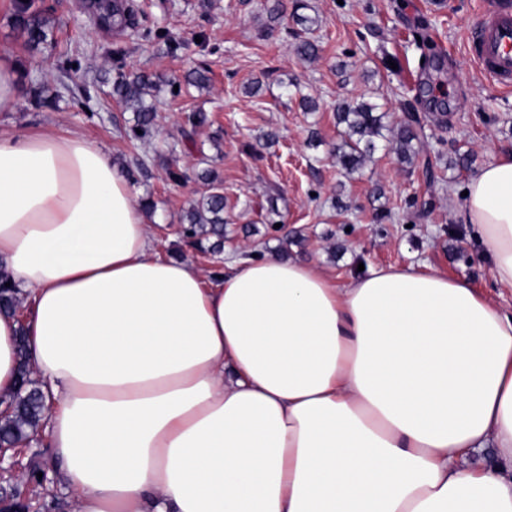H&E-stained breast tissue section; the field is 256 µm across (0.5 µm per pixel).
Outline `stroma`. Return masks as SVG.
<instances>
[{
  "instance_id": "stroma-1",
  "label": "stroma",
  "mask_w": 512,
  "mask_h": 512,
  "mask_svg": "<svg viewBox=\"0 0 512 512\" xmlns=\"http://www.w3.org/2000/svg\"><path fill=\"white\" fill-rule=\"evenodd\" d=\"M297 0H130L135 26H95L87 0H31L54 21L52 44L32 46L12 21L14 0H0V52L22 64L25 91L16 111L0 112V132L79 131L96 140L122 170L138 173L140 197L156 204L147 222L163 256L193 263L216 279L219 255L183 241L191 202L209 187L197 174L213 168L223 181L224 249L265 258L314 262L339 283L357 278L358 266H409L466 278L503 308L512 292L495 283L489 260L461 214L471 177L512 152V88L489 83L473 61L471 33L484 0H304L322 24L310 33L317 60L299 58L302 30L292 15ZM282 18L269 24L268 10ZM208 70L210 86L184 83L193 68ZM162 80L150 101L159 133L152 146H132L121 132L131 109L112 95L119 71ZM181 78L179 91L167 81ZM257 94H248L253 83ZM89 85L90 98L70 90ZM319 103L303 111L300 94ZM364 99L382 104L393 119L423 116L422 167H402L387 146L373 162L347 176L330 152L338 143L336 105ZM206 112L193 139L183 133L186 112ZM276 131L272 147L258 137ZM471 157L453 167L455 156ZM170 168L184 182L168 180ZM381 197H374V187ZM277 214H270V207ZM391 220L377 222L379 209Z\"/></svg>"
}]
</instances>
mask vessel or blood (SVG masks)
<instances>
[{
  "label": "vessel or blood",
  "instance_id": "1",
  "mask_svg": "<svg viewBox=\"0 0 512 512\" xmlns=\"http://www.w3.org/2000/svg\"><path fill=\"white\" fill-rule=\"evenodd\" d=\"M475 58L483 73L502 87L512 86V12L485 15L473 36Z\"/></svg>",
  "mask_w": 512,
  "mask_h": 512
}]
</instances>
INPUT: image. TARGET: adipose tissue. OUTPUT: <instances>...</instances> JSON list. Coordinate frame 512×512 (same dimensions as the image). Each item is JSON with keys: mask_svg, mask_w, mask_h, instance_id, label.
Returning a JSON list of instances; mask_svg holds the SVG:
<instances>
[{"mask_svg": "<svg viewBox=\"0 0 512 512\" xmlns=\"http://www.w3.org/2000/svg\"><path fill=\"white\" fill-rule=\"evenodd\" d=\"M467 191L512 289V153ZM0 267L29 304L0 313V393L26 332L75 512H512V313L466 279L241 258L205 282L53 129L0 135Z\"/></svg>", "mask_w": 512, "mask_h": 512, "instance_id": "obj_1", "label": "adipose tissue"}]
</instances>
